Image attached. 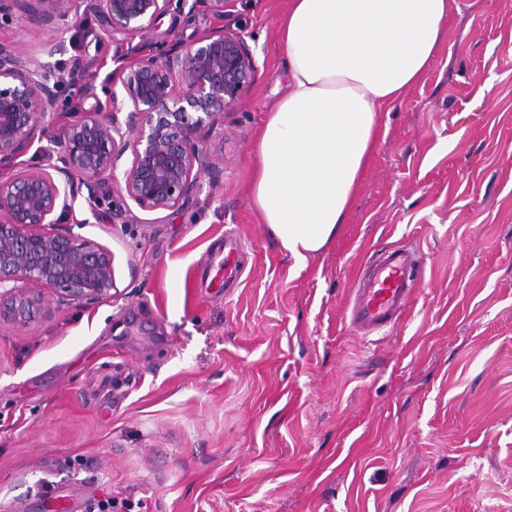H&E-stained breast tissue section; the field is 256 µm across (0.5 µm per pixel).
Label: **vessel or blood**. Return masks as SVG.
I'll list each match as a JSON object with an SVG mask.
<instances>
[{
	"label": "vessel or blood",
	"mask_w": 512,
	"mask_h": 512,
	"mask_svg": "<svg viewBox=\"0 0 512 512\" xmlns=\"http://www.w3.org/2000/svg\"><path fill=\"white\" fill-rule=\"evenodd\" d=\"M222 266V276L211 280L217 290L225 288L240 274L238 246H225ZM420 278L415 254L404 247H392L370 259L368 272L353 289L347 307L351 327L366 334L393 329L409 308Z\"/></svg>",
	"instance_id": "obj_1"
}]
</instances>
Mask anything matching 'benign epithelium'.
Here are the masks:
<instances>
[{"label":"benign epithelium","instance_id":"7a95c632","mask_svg":"<svg viewBox=\"0 0 512 512\" xmlns=\"http://www.w3.org/2000/svg\"><path fill=\"white\" fill-rule=\"evenodd\" d=\"M230 0H94L92 9L113 31L146 37L171 8L194 13L200 7L224 17ZM49 25L78 10L77 0H0V14L13 8ZM57 44L43 46L45 59L0 45V308L27 322L42 309L41 289L58 300L94 303L115 289L112 251L63 225L61 199L87 188L96 198L99 178L124 168L116 196L127 207L173 209L199 188L216 165L201 132L213 129L224 111L248 91L255 61L244 36L222 26L188 47L140 42L118 55L124 98L110 91L112 108L75 111L51 142L57 163L24 164L36 135L61 108L49 58ZM127 113L125 120L118 114ZM130 155L129 163L124 156ZM27 286L20 292L18 283Z\"/></svg>","mask_w":512,"mask_h":512}]
</instances>
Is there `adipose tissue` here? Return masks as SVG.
<instances>
[{"label": "adipose tissue", "mask_w": 512, "mask_h": 512, "mask_svg": "<svg viewBox=\"0 0 512 512\" xmlns=\"http://www.w3.org/2000/svg\"><path fill=\"white\" fill-rule=\"evenodd\" d=\"M457 0H289L288 91L254 148L252 200L300 267L341 230L380 132L422 81Z\"/></svg>", "instance_id": "adipose-tissue-1"}]
</instances>
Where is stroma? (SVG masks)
<instances>
[{"label":"stroma","mask_w":512,"mask_h":512,"mask_svg":"<svg viewBox=\"0 0 512 512\" xmlns=\"http://www.w3.org/2000/svg\"><path fill=\"white\" fill-rule=\"evenodd\" d=\"M79 0L50 26L0 19V44L81 72L66 111L106 105L112 32ZM288 0L172 12L153 40L244 29L256 70L208 142L220 168L182 206H102L78 187L67 223L111 249L117 295L0 318V512L51 489L143 512H512V0H459L423 81L394 111L336 239L307 268L253 205V148L285 93ZM240 239L232 295L208 254ZM404 246L422 278L399 324L352 332L364 263Z\"/></svg>","instance_id":"1"}]
</instances>
